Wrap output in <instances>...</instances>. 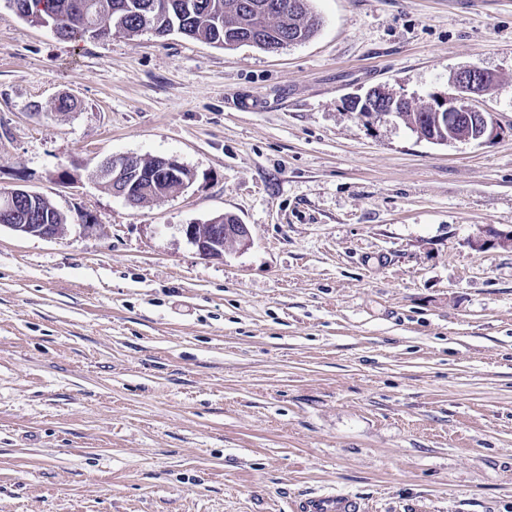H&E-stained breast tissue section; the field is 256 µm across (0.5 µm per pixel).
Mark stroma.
Wrapping results in <instances>:
<instances>
[{
    "instance_id": "1",
    "label": "stroma",
    "mask_w": 512,
    "mask_h": 512,
    "mask_svg": "<svg viewBox=\"0 0 512 512\" xmlns=\"http://www.w3.org/2000/svg\"><path fill=\"white\" fill-rule=\"evenodd\" d=\"M310 5L269 51L75 43L0 0V187L71 219L0 227V512H512V0ZM472 64L490 141L346 105ZM112 155L196 179L132 207ZM225 213L249 243L200 256ZM310 0H288L293 3V11L288 18V32L285 36L307 41L317 32L320 22L309 8ZM224 220L227 224H224ZM206 224V229L202 228ZM201 230L198 224H189L184 228L189 242L196 248L199 255L207 258L222 256L228 247L235 244H247L250 241V232L246 224H234V219L225 214L216 216L202 223ZM202 230H205L203 232ZM301 512H359L356 503L344 495H319L309 498Z\"/></svg>"
}]
</instances>
